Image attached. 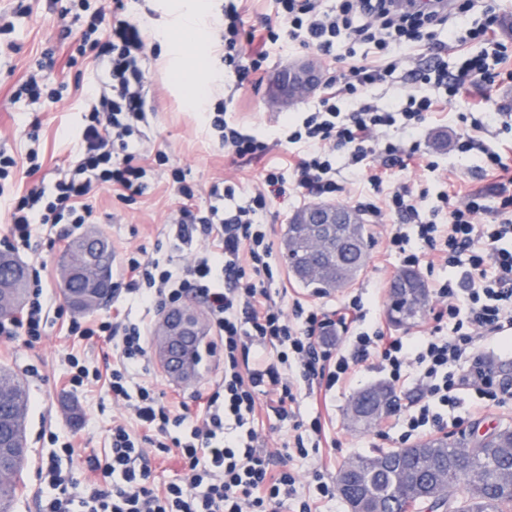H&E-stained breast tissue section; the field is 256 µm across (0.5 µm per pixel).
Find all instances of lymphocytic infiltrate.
<instances>
[{"label":"lymphocytic infiltrate","mask_w":512,"mask_h":512,"mask_svg":"<svg viewBox=\"0 0 512 512\" xmlns=\"http://www.w3.org/2000/svg\"><path fill=\"white\" fill-rule=\"evenodd\" d=\"M275 4L278 22L264 26L268 41L277 42L284 26L289 39L323 54H331L340 42L351 48L367 41L387 62L353 66L333 77L337 89L322 99L320 110L289 124L288 142L308 146L305 157L293 166L292 181H285L278 169H269L261 188L228 210L222 202L233 198L234 189L215 185L209 192L214 203L203 210L195 205L198 187L187 182L181 169L171 170L170 184L181 199L173 227L175 244L189 246L200 236L205 246L178 273L134 252L126 254L121 268L128 277L127 289L139 293L146 307L176 303L190 290L203 300L213 332L224 341V374L215 380L201 411L191 413L186 403L163 402L153 387L134 385V375L148 361L147 325L116 317L93 322L70 319L69 335L100 337L111 344L108 388L133 421L113 424L107 452L91 464L95 478L89 484L59 467L60 453H73L71 443L51 453L44 475L48 491L40 497V512H279L297 495V478L288 460L307 458L310 449L319 448L323 435L317 419L311 423L312 441L300 434V395L332 389L369 360L392 382L411 377L421 395L397 416L406 439L444 423V410L458 403L461 390L489 392L499 404L512 401V379L492 378L480 354L483 342L512 331V164L500 152L469 135L456 144L462 154L481 152L484 171L500 180L495 223H478V215L487 210L478 192L460 197L440 190L437 206L429 210L405 186L390 189L384 204L359 203L370 223H382L388 215L399 218L387 249L400 256L402 265L465 264L471 270L461 279L432 284L438 325L412 341L380 330L343 338L335 335L333 320L322 312L298 304L292 313H285L265 285L273 277V245L260 220L268 196H285L289 186L333 197L344 189L340 174L345 171L377 190L390 168L408 167L419 152L417 136L427 114L443 106L445 99L459 97L466 80H487L491 65L501 64L500 54L487 52L496 43L495 9L486 8L481 21L465 32L466 40L484 44L483 52L465 58L454 74L441 59L410 70L409 87L378 104L369 92L398 72L400 49L432 39L447 22L473 9L475 0H453L447 10L427 0L406 10L396 8L394 0H338L332 10L323 9L322 0H275ZM222 26L225 67L238 82H252L267 56H244L241 15L233 0L224 8ZM89 49L103 60L104 71L84 92L89 108L82 116L80 151L52 192H45L37 178L42 169L37 132L28 134L24 160L0 150V196L6 194L5 182L30 183L23 193L6 194L10 197L7 239L13 253L29 248L33 225L79 228L94 223L89 199L97 191L107 189L125 204L136 203L169 161L161 150L151 154L129 150L142 139L149 120L142 67L146 41L140 20L124 0H112L111 5L89 12L77 51ZM44 57L45 67L27 76L14 91V100L45 99L53 104L64 100L68 84L52 73L53 52H45ZM209 118L219 141L237 157L267 152L263 138L227 123L223 104H216ZM390 127L400 130L401 139L380 141L379 131ZM405 223L414 226V234L402 231ZM414 237L421 251L410 249ZM42 296L41 284H34L19 314L0 321V336L39 341L48 320ZM261 406L277 422L292 425L296 434L291 446L272 452L257 449L254 424ZM188 420L193 423L188 440L171 436V427ZM173 450L183 461L182 474L163 488L151 486L153 455Z\"/></svg>","instance_id":"lymphocytic-infiltrate-1"}]
</instances>
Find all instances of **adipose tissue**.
Returning a JSON list of instances; mask_svg holds the SVG:
<instances>
[{
  "mask_svg": "<svg viewBox=\"0 0 512 512\" xmlns=\"http://www.w3.org/2000/svg\"><path fill=\"white\" fill-rule=\"evenodd\" d=\"M154 8L163 19L154 33L165 49V62L179 77L187 105L204 111L212 95L224 85V75L213 63L212 33L221 18L209 0H156ZM190 51L197 59L191 69L184 64Z\"/></svg>",
  "mask_w": 512,
  "mask_h": 512,
  "instance_id": "obj_1",
  "label": "adipose tissue"
}]
</instances>
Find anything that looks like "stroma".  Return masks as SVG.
Masks as SVG:
<instances>
[{"label": "stroma", "instance_id": "1", "mask_svg": "<svg viewBox=\"0 0 512 512\" xmlns=\"http://www.w3.org/2000/svg\"><path fill=\"white\" fill-rule=\"evenodd\" d=\"M500 17L499 36L507 47V59L502 64V77L493 85H466L460 102L428 115L418 140L420 157L405 170L392 169L390 185H406L414 192L424 193V207L437 203V194L443 182H450L462 191H478L488 206L480 215L481 223L495 221L498 188L493 179L486 177L473 157H461L452 149H440L435 145L438 135L456 140L459 135L470 133L471 126L462 120L466 105L471 101L485 102L488 111L512 113V0H489ZM30 6L27 15L17 14L18 5ZM241 32L246 39L242 49L246 55L266 52V72L259 86L237 87L233 75H225L220 93L229 124L246 132L264 137L270 144L268 152L258 158L237 159L225 154L212 133L203 114L191 111L185 102L174 76L161 64L162 48L157 40H150L149 54L145 62L147 70V105L151 110L150 126L145 137L138 143V152L164 150L173 166L184 170L187 181L196 184L201 196L200 207L210 203L208 190L213 183L232 184L236 198L251 193L265 169L275 167L288 172L302 154L297 144L282 141L280 131L289 117L300 112H312L318 107L319 95L307 96L297 103L280 107L269 98V90L276 73L295 58L307 55L308 50L298 43L280 38L277 44L265 43L262 21L274 18V0H241ZM11 15L15 28L8 36L9 49L0 51V148L16 153L27 143L28 123L39 118L41 127L39 142L43 156L42 175L45 188H52L60 177L62 167L74 156L80 118L85 110V100L79 93H70L65 104L52 105L44 102H16L12 92L26 76L37 69L45 49L56 52V65H64L67 47L59 39V19L49 10L46 0H0V13ZM440 165L438 173L428 172L426 163ZM316 198L303 189H289L287 196L267 201L262 221L267 224L273 243L274 279L270 284L282 300L284 309H292L294 303L317 306L326 313H333L353 295H361L366 317L362 330L382 328L393 333L387 317L389 298L378 292V284H390L400 272L397 255L386 250L387 235L395 224V217H386L384 223L367 227L370 259L355 283L338 293L325 294L313 288L297 284L288 273L284 257L283 237L288 221L294 212L315 203ZM92 204L98 220L95 230L102 233L112 249L114 280H121L119 258L125 251L141 250L146 258L159 261L172 270H179L192 257L189 248H175L170 225L177 216L179 199L167 176L153 180L152 185L139 202L125 205L111 192H101ZM65 225H35L32 247L23 255V262L30 267L44 265L43 293L49 313L46 333L39 343L28 347L23 343L0 342V367H7L22 374L24 367L33 366L38 373L24 376L30 403L27 415L28 453L22 472V482L11 512H39L38 500L45 484L40 475L43 459L56 450L58 441L72 440L75 453L72 459L61 462L64 471L73 473L79 481H87L92 473L89 461L103 455L109 446V431L113 421H130V413L112 401L105 382H98L82 391L73 393L66 386V354L73 353L88 360L90 366L104 367L103 350L95 342L68 335L62 326L71 312L64 304L59 290L58 261L68 246L63 234ZM205 352L201 354L198 374L187 384L171 380L160 369L157 361H149L141 371L138 381L153 385L166 397L184 399L191 412H198L196 395L206 392L210 384L219 378L224 369V350L215 334H207ZM384 372L371 363L360 366L355 377L341 384L328 394L324 403L304 399L300 405L299 419L310 422L320 417L324 427L319 451L310 455L307 462L298 465L300 492L303 497L316 501L320 512H349L343 499L331 502L319 500L316 484L312 480L313 469H320L326 481L332 482L340 466L349 458L373 454L378 450L398 447V433L392 429V414H383L370 429L352 427L349 422V405L360 390L375 384L386 383ZM474 391L462 394L461 402L454 410V421L446 430L451 434L480 429L488 430L512 424V402L473 414ZM78 410L81 422L72 424L71 410Z\"/></svg>", "mask_w": 512, "mask_h": 512}]
</instances>
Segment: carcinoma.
<instances>
[{
  "mask_svg": "<svg viewBox=\"0 0 512 512\" xmlns=\"http://www.w3.org/2000/svg\"><path fill=\"white\" fill-rule=\"evenodd\" d=\"M293 214L284 239L288 270L292 278L307 287L315 286L325 293L339 292L353 284L369 261L365 224L343 226L349 243L336 248V241L318 245L314 226L296 222ZM96 243L102 245L100 258L112 262V250L100 233L90 231L73 240L66 257L59 264L60 294L66 301L81 298L85 311L99 308L98 266L89 263L86 253ZM321 256H316L317 247ZM413 300L408 302L391 295L388 317L395 327L408 317L423 315L429 303L426 283L420 273L409 270ZM28 274L25 265L11 253H0V319L13 317L26 295ZM29 394L20 378L11 369L0 367V430L17 434L18 452L26 453L25 429ZM436 440L427 439L405 450L380 452L371 456L353 457L339 468L336 485L351 484L364 497L381 504L380 512H417L420 509V487L441 485L450 489L464 481L478 489L457 503L456 512H512V427H500L495 436L478 453L460 467L456 454L447 446L435 447ZM412 454L409 466L398 469L380 465L383 459L401 453ZM21 467H15L0 480V512H10L16 499Z\"/></svg>",
  "mask_w": 512,
  "mask_h": 512,
  "instance_id": "cac0c4a2",
  "label": "carcinoma"
}]
</instances>
